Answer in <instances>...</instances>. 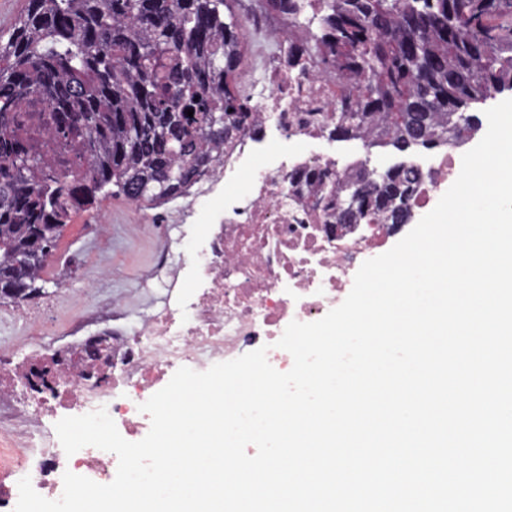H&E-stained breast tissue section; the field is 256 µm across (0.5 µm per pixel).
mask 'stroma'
I'll return each mask as SVG.
<instances>
[{"instance_id":"obj_1","label":"stroma","mask_w":512,"mask_h":512,"mask_svg":"<svg viewBox=\"0 0 512 512\" xmlns=\"http://www.w3.org/2000/svg\"><path fill=\"white\" fill-rule=\"evenodd\" d=\"M236 11L244 23L242 58L232 76L235 91H242V79L264 60L268 45L263 29L276 23V16H255L254 0H236ZM112 216L110 246L99 240L96 222L103 214ZM160 242L150 225L139 223L124 196H112L97 202L90 211L74 214L59 237L42 278L47 291L56 282L68 279L72 288L99 282L100 291L121 297L130 312H138L143 304L154 300L155 285L144 282L142 274L153 262ZM109 267L107 279H100L102 267Z\"/></svg>"}]
</instances>
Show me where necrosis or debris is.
Here are the masks:
<instances>
[{
  "mask_svg": "<svg viewBox=\"0 0 512 512\" xmlns=\"http://www.w3.org/2000/svg\"><path fill=\"white\" fill-rule=\"evenodd\" d=\"M265 74L261 82L247 76L251 126L215 158L207 187L189 192L172 215L149 218L161 243L145 275L162 285L156 301L133 317L122 299L93 302L64 282L46 306L12 304L28 331L0 358V471L25 470L41 496L61 497L64 472L107 484L118 467L115 454L93 446L66 455L60 419L103 407L134 442L150 426L140 404L180 367L202 372L264 346L269 363L289 371L292 356L276 346L287 325L339 306L362 263L401 232L381 218L327 222L319 188L299 179L304 171L339 174L328 130L349 89L311 59L293 71L277 60ZM404 164L418 173L411 208L426 214L457 179L462 153L445 147ZM98 321L111 325L105 356L55 344ZM47 361L49 391L35 387L31 372ZM35 440L48 454L33 464L18 448Z\"/></svg>",
  "mask_w": 512,
  "mask_h": 512,
  "instance_id": "obj_1",
  "label": "necrosis or debris"
}]
</instances>
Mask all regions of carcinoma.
<instances>
[{
    "label": "carcinoma",
    "mask_w": 512,
    "mask_h": 512,
    "mask_svg": "<svg viewBox=\"0 0 512 512\" xmlns=\"http://www.w3.org/2000/svg\"><path fill=\"white\" fill-rule=\"evenodd\" d=\"M229 0H27L0 37V301L34 254L31 225L51 231L116 187L156 206L183 195L248 124L228 77L242 24ZM306 32L293 67L317 61L350 86L340 141L400 153L479 129L471 104L512 91V0H265ZM319 32H312L313 25ZM194 110L193 116L187 110ZM53 131L57 155L42 135ZM85 157L72 174L68 153ZM23 156L27 167L16 166ZM353 191L368 218L410 206L412 180L395 164L371 177L355 163ZM325 209L340 214L341 187Z\"/></svg>",
    "instance_id": "cac0c4a2"
}]
</instances>
